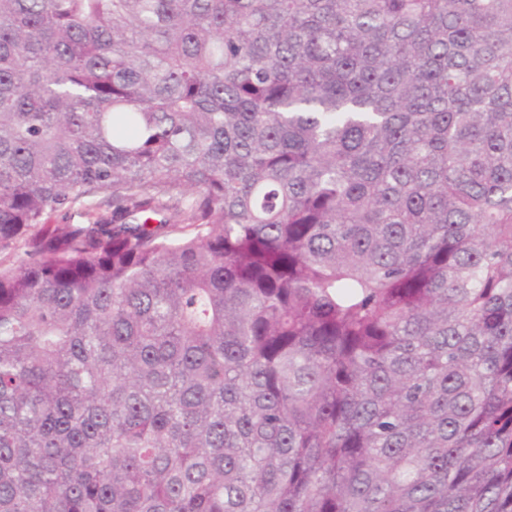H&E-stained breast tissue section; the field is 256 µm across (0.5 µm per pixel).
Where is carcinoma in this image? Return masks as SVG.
I'll list each match as a JSON object with an SVG mask.
<instances>
[{"label": "carcinoma", "instance_id": "1", "mask_svg": "<svg viewBox=\"0 0 512 512\" xmlns=\"http://www.w3.org/2000/svg\"><path fill=\"white\" fill-rule=\"evenodd\" d=\"M6 250L0 512H512V0H0Z\"/></svg>", "mask_w": 512, "mask_h": 512}]
</instances>
